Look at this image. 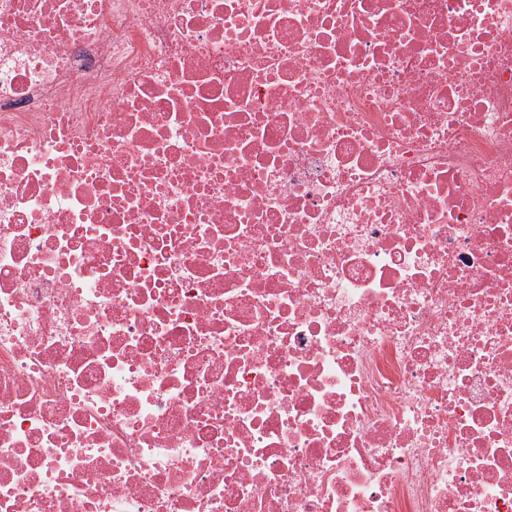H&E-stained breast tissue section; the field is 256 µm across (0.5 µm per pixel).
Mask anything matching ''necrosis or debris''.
Wrapping results in <instances>:
<instances>
[{"label": "necrosis or debris", "instance_id": "1", "mask_svg": "<svg viewBox=\"0 0 512 512\" xmlns=\"http://www.w3.org/2000/svg\"><path fill=\"white\" fill-rule=\"evenodd\" d=\"M0 512H512V0H0Z\"/></svg>", "mask_w": 512, "mask_h": 512}]
</instances>
